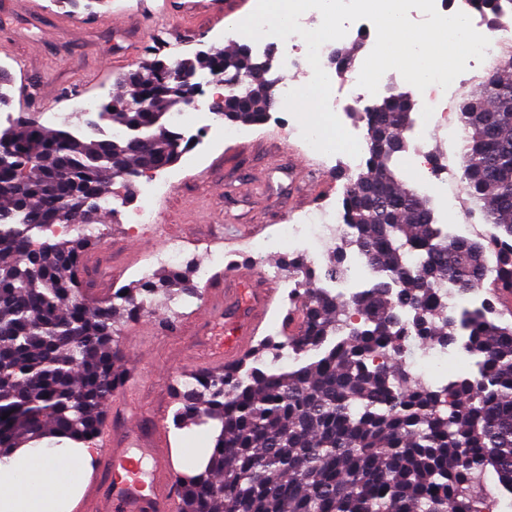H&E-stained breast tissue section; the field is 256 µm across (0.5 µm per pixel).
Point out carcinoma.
<instances>
[{
	"mask_svg": "<svg viewBox=\"0 0 512 512\" xmlns=\"http://www.w3.org/2000/svg\"><path fill=\"white\" fill-rule=\"evenodd\" d=\"M90 14L111 0H59ZM489 26L502 0H477ZM224 72L239 80L221 118L261 125L276 80L242 45L214 48L174 64L144 63L122 80V93L97 116L120 126L112 139L48 129L25 113L0 148V454L55 436L96 439L103 407L127 372L115 323L140 314L137 296H195L181 271L158 282L119 289L90 306L80 269L97 243L83 238L36 242L46 224L80 219L84 201L107 193L181 155L170 151L169 116L186 102L166 70ZM141 100L126 110V100ZM414 101L391 93L364 113L365 172L346 190L343 235L322 274L290 255L284 266L303 275L305 301L297 330L267 336L239 366L191 376L178 393L179 425L210 426L211 453L199 472L179 477V512H492L496 489L512 494V324L482 311L448 314L437 284L458 293L481 287L486 246L448 238L433 201L408 187L397 163L408 150L403 132ZM461 181L486 223L497 227L498 293L512 296V57L465 95ZM358 250L378 280L349 303L314 287L342 273ZM409 307L411 321L401 308ZM361 320L351 323V314ZM479 354L478 373L433 387L417 379L400 354L412 339L447 346L460 334ZM304 352L287 367L282 345Z\"/></svg>",
	"mask_w": 512,
	"mask_h": 512,
	"instance_id": "cac0c4a2",
	"label": "carcinoma"
}]
</instances>
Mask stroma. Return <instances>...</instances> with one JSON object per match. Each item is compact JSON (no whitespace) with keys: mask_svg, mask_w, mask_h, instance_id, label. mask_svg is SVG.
<instances>
[{"mask_svg":"<svg viewBox=\"0 0 512 512\" xmlns=\"http://www.w3.org/2000/svg\"><path fill=\"white\" fill-rule=\"evenodd\" d=\"M38 2L42 10L34 13L26 0H0V38L8 45L7 51H0V61L8 65L11 90H19L25 79L36 88L39 110L65 111L64 86L87 84L89 73L99 67L107 68L108 74L87 84L89 93L117 96L122 91L119 77L157 52L154 15L161 0H112V14L105 18L72 12L55 0ZM68 15L77 20L76 30L60 25V17ZM461 102V96L449 97L448 129L433 136L416 166L400 167L398 174L408 186L421 189L449 147H462V139L453 138L450 132L458 123ZM291 119L287 110L273 107L268 121L251 126L247 137L218 142L200 161L180 159L176 168L181 181L167 197L155 202L160 220L147 231L133 233L119 214L107 218L106 239L96 248V263L83 273L86 288L102 289L108 296L113 289L134 284L136 269L172 237L186 245L179 269L192 273L201 265L209 268L208 280L198 285L197 298L177 302L172 311L158 306L137 320L116 325V339L130 371L128 379L136 391L112 416L114 442H121L131 425L147 442L152 441L156 428L165 427L171 453L202 447L207 440L205 428L177 427L173 414L184 381L205 365L213 350L220 324L208 318L207 310L212 295L225 286L226 271L250 270L252 287H270L272 300L260 336L288 335L284 318L292 302L284 288L269 285L262 272L253 268L247 247L278 234L281 225L299 219L325 199L340 198L346 184L344 162L314 154L289 136ZM277 151L282 158L273 168L269 158ZM293 157L307 168L334 177V186L303 194L291 174ZM258 177L265 179L266 192L245 193V185ZM216 244L224 248L220 264L209 261V250Z\"/></svg>","mask_w":512,"mask_h":512,"instance_id":"1","label":"stroma"}]
</instances>
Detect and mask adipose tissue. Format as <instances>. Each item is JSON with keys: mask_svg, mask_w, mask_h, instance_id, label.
I'll list each match as a JSON object with an SVG mask.
<instances>
[{"mask_svg": "<svg viewBox=\"0 0 512 512\" xmlns=\"http://www.w3.org/2000/svg\"><path fill=\"white\" fill-rule=\"evenodd\" d=\"M92 445L30 444L0 456V512H71Z\"/></svg>", "mask_w": 512, "mask_h": 512, "instance_id": "obj_1", "label": "adipose tissue"}]
</instances>
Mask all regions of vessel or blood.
I'll return each mask as SVG.
<instances>
[{
  "instance_id": "1",
  "label": "vessel or blood",
  "mask_w": 512,
  "mask_h": 512,
  "mask_svg": "<svg viewBox=\"0 0 512 512\" xmlns=\"http://www.w3.org/2000/svg\"><path fill=\"white\" fill-rule=\"evenodd\" d=\"M237 10V0H162L157 25L166 31L175 27L195 32L200 23H220ZM266 302V293L256 289L246 296L238 292L225 296L224 334L208 358V366L228 367L239 362ZM98 437L99 459L76 512H174L178 483L169 454L144 447L133 431L122 447H113L108 424Z\"/></svg>"
}]
</instances>
